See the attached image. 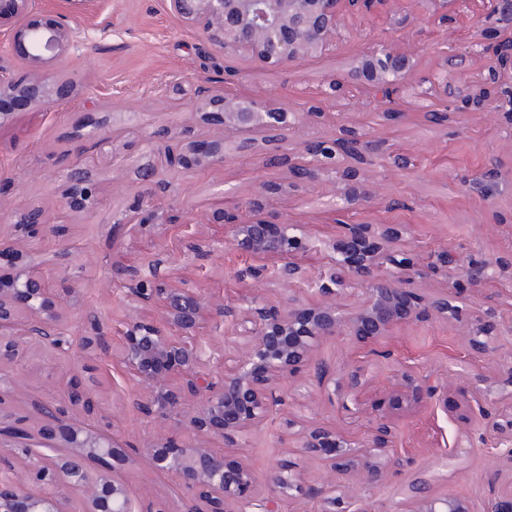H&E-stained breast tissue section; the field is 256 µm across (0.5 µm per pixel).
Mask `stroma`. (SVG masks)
I'll list each match as a JSON object with an SVG mask.
<instances>
[{
  "mask_svg": "<svg viewBox=\"0 0 512 512\" xmlns=\"http://www.w3.org/2000/svg\"><path fill=\"white\" fill-rule=\"evenodd\" d=\"M42 7L46 13L75 18L85 36L62 61L46 69L47 74L65 76L73 83L71 94L55 111L26 101L8 107L11 119L0 125V215L38 206L51 212L55 223L67 226L71 249L61 264L70 278L56 281L54 289L61 297L67 288L78 291L76 304L60 308L73 334H81L82 316L88 312L97 315L104 327L119 325L125 314V290L113 262L139 266L157 253L166 254L175 283L203 289L231 306L259 292L269 305L279 308L292 299L313 303L304 285L272 283L262 288L244 276L248 259L224 246L223 225L209 221L214 210L237 211L244 195L266 182L282 187L280 193L268 195L267 212L307 225L316 238L332 237L338 222L367 221L407 225L406 245L418 258L431 250L461 251L474 244L489 255L512 253V201L505 199L488 208L481 193L468 185L473 171L489 161L512 168V140L503 132V118L489 112L465 129L444 124L425 132L416 109H407L398 121L389 123L359 95L348 104L353 122L412 159L409 169L379 167L369 174L367 183L374 198L367 209L340 210L327 184L311 193L288 190L287 165L270 166L262 156L239 155L221 165L191 168L179 178L177 197L158 195L161 210L175 216L176 226L161 234L138 227L119 238L110 235L113 216L126 211L137 187L134 160L141 155L142 145L127 137L128 126L137 123L150 132L189 123L199 137H224L223 127L197 122L187 110L176 109L175 80L204 77L228 93L295 108L317 100L320 83L346 67L365 37L416 53L415 77L428 78L438 66L435 49L446 37L465 45L479 38V0L449 6L444 19L436 13L419 14L415 0H403L404 9L415 20L401 36L393 33L390 17L384 13L346 18L348 36L336 52L303 58L273 71L216 52L197 30L184 27L169 13L166 0H43ZM89 98L100 103V110L84 109ZM101 124L111 131L112 152L99 157L91 152L78 154L82 135ZM77 160L87 168L88 185L97 197L90 213H75L62 205L67 168ZM187 221L200 238L214 243L207 258L184 257L178 225ZM461 345L459 328L443 320L395 327L384 343L388 358L376 364V382L360 395L363 416L358 424L349 423L339 406L301 373L281 383L288 397L286 409L273 412L261 430L241 439L239 447L225 448L226 456L231 461L246 460L261 474L291 463L306 485L326 484L328 473L321 461L294 453L293 427L317 423L349 433L364 432L374 416V405L387 397L390 376L404 357L417 359L425 372L449 383V402L459 401L454 359ZM88 363L100 380L95 425L124 450L118 458L91 461V468L117 471L146 512H176L185 495L182 485L155 471L138 447L149 436L182 446L193 441L192 432L174 420L134 407L142 389L116 357L93 356ZM68 372L66 361L41 348L30 349L8 371L12 390L5 407L26 417L30 429L40 430L42 445H55L63 426L43 420L38 405L55 393ZM392 419L395 446L409 458V466L392 472L375 488L350 483L343 496L365 512H404L408 483L416 473L429 471L439 477L437 493L465 496L472 512H482L494 491L491 474L497 459L492 443L477 440L472 447L455 449L456 424L426 403L395 411Z\"/></svg>",
  "mask_w": 512,
  "mask_h": 512,
  "instance_id": "obj_1",
  "label": "stroma"
}]
</instances>
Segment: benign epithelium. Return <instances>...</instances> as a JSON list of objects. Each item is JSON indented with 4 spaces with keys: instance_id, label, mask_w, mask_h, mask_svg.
Here are the masks:
<instances>
[{
    "instance_id": "obj_1",
    "label": "benign epithelium",
    "mask_w": 512,
    "mask_h": 512,
    "mask_svg": "<svg viewBox=\"0 0 512 512\" xmlns=\"http://www.w3.org/2000/svg\"><path fill=\"white\" fill-rule=\"evenodd\" d=\"M41 0H0V37L8 44L29 74L16 78L0 66V95L18 94L47 111L68 94L70 83L56 78L49 83L35 71L58 61L78 43L80 28L70 18L43 14ZM393 0H168L169 12L183 25L198 29L215 49L244 61H256L278 69L304 57L336 51L345 39L341 15L386 5ZM490 8L482 19L485 30L503 37L493 43L461 46L446 39L438 47L443 60L430 86L413 83L416 55L398 51L381 40H366L346 72L325 82L323 95L334 102L344 95L346 83L364 85L369 103L381 109L388 120L403 115L400 94L408 90L421 107L424 126L457 120L464 126L485 112H499L509 121L506 136L512 138V0H487ZM472 56H485L490 63L464 84L448 79V63H465ZM455 90L448 111L438 112L433 100ZM194 115L205 124L224 126L225 140L200 141L186 125L178 136L167 131L147 135L135 127L128 133L145 143V153L136 160L140 188L132 195L128 210L142 215L139 227L156 226L154 195L148 188L167 189L172 182L162 178V167L149 157L163 155L173 166L183 157H194L196 165H220L233 154L262 152L269 164H279L282 143L258 140L255 134H296L288 158L292 187L328 182L336 204L356 210L368 201L361 187V172L375 167L404 170L409 157L384 151L382 143L350 120L340 125L330 140L306 137V131L321 123L327 112L317 104L293 111L272 102L229 97L222 91L199 84L194 91ZM87 172L75 162L67 174L62 204L74 212L91 211L95 200L84 187ZM508 178L494 162L486 164L472 179L487 201L494 202L499 186ZM267 187L258 186L244 202L249 216L242 218L219 211L213 215L226 227L225 243L249 256L277 255L286 262L269 273L264 267L246 269L256 282L299 283L306 271L291 261L299 251H323L328 262L311 281L317 303L295 304L286 311L265 305L254 296L245 306L232 309L215 304L200 289L175 286L161 258L148 262V273L138 267L116 265V272L129 281L125 298L127 313L119 324L117 355L144 389L135 400L140 410L176 417L196 436L195 443L172 449L168 443L147 438L143 448L150 465L177 477L191 494L182 512H279V503L310 498L319 503L317 512H352L354 503L335 495L336 480L356 477L366 486L385 482L390 473L409 465L392 447V429L387 413L378 409L371 432L354 439L342 431L311 427L295 433V451L322 460L331 474V484L305 487L300 474L281 469L262 477L243 462L231 464L223 452L208 444L214 437L234 447L244 434L260 427L269 414L285 404L280 381L307 372L328 399L338 403L349 418H360L358 393L375 380L370 357L376 346L397 325L426 321L432 317L454 321L463 344L492 360L490 373H471L460 361L459 377L467 380L466 405L456 416L461 428L455 447L473 444L474 437L491 440L501 448V467L492 474L498 486L485 512H512V356L498 355L499 341L512 337V316L506 318L498 306L486 301L475 306L458 304V291L481 288L496 280H512V256L495 257L478 249L465 253L447 249L430 254L418 263L400 245L406 241L404 224H341L335 238L313 239L304 224H293L282 216L271 222L258 217ZM8 233L32 238L40 232L59 238V256L68 253L66 228L53 225L45 211L26 209L1 217ZM210 244L191 237L184 254L199 258L212 251ZM10 271H0V370L12 366L31 346H40L60 358L75 362L89 355L111 351L102 324L86 318L84 333L73 338L64 316L55 310L50 280L56 267L20 250L14 251ZM360 289L363 300L354 306L341 303L350 291ZM157 303L161 322L142 319L139 308ZM211 311L219 321L231 317V335L238 353L230 371H216L211 362L222 353L203 339L202 319ZM344 336L358 345L361 360L342 367L316 358L318 343L325 337ZM393 400L411 407L425 397L448 413V385L434 381L413 363L400 366L392 383ZM95 379L71 376L63 396L39 405L46 420L69 415L92 414L95 410ZM24 419L0 414V447L10 441L8 456L17 468L0 480V512H72L75 493L79 512H142L122 479L89 466L93 458L115 455L121 448L105 433L94 431L79 419L70 426L59 447L64 453L47 454L31 442ZM436 476L419 473L408 485L407 512H471L468 501L454 493L433 491Z\"/></svg>"
}]
</instances>
